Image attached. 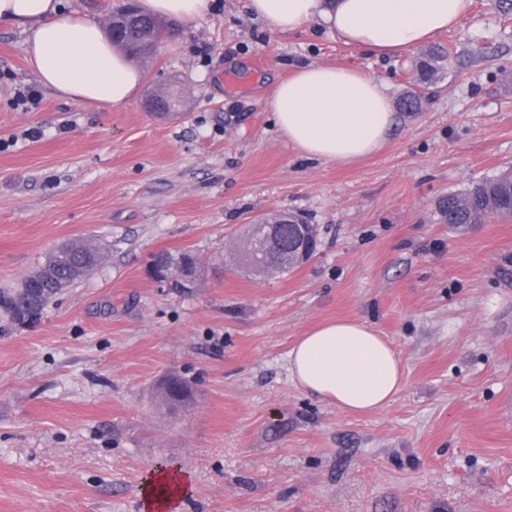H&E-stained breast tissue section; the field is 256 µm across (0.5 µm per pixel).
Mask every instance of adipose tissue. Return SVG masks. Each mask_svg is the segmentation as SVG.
Returning a JSON list of instances; mask_svg holds the SVG:
<instances>
[{
	"label": "adipose tissue",
	"instance_id": "ef3b65f1",
	"mask_svg": "<svg viewBox=\"0 0 512 512\" xmlns=\"http://www.w3.org/2000/svg\"><path fill=\"white\" fill-rule=\"evenodd\" d=\"M472 0H246L274 32L318 19L346 45L378 54L405 52L457 26ZM210 0H143L151 15L186 24L204 19ZM24 27L27 59L40 83L81 105L115 107L136 95L142 75L115 50L93 15L64 12L58 0H0V23ZM281 134L310 157L350 162L382 146L394 114L382 80L310 64L279 83L268 103ZM295 385L343 412L390 405L405 380L392 345L365 321L323 323L288 352ZM191 489L187 473L162 470L145 484L146 512H171Z\"/></svg>",
	"mask_w": 512,
	"mask_h": 512
}]
</instances>
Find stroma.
<instances>
[{
  "label": "stroma",
  "mask_w": 512,
  "mask_h": 512,
  "mask_svg": "<svg viewBox=\"0 0 512 512\" xmlns=\"http://www.w3.org/2000/svg\"><path fill=\"white\" fill-rule=\"evenodd\" d=\"M434 43L437 93L404 112L422 48L373 54L317 21L281 35L212 0L197 25L163 19L135 98L98 108L40 86L24 30L0 24V288L75 239L104 255L34 325L0 315V512H143L162 468L190 476L179 512H512V218L437 211L512 166V0H473ZM311 63L387 83L380 150L342 164L283 139L268 102ZM165 90L176 113L148 112ZM283 212L316 225V253L238 269L248 222ZM164 251L200 257L201 286L161 287ZM354 317L405 376L362 416L288 374L301 336ZM171 375L194 392L177 413L158 406Z\"/></svg>",
  "instance_id": "1"
}]
</instances>
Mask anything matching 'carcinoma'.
I'll return each instance as SVG.
<instances>
[{"mask_svg": "<svg viewBox=\"0 0 512 512\" xmlns=\"http://www.w3.org/2000/svg\"><path fill=\"white\" fill-rule=\"evenodd\" d=\"M143 28L132 31L119 39L121 48L133 55L148 54L152 51L151 41L160 24L147 13H141ZM445 60V53L439 49H431L423 53L415 63L418 90L406 96L402 101L403 109L415 111L423 99L434 94V87L440 72V62ZM499 178L492 177L473 183L465 192L468 205L461 209L457 200L463 196L450 193L443 197L438 205L440 220L445 224H485L491 218L512 217V188L498 186ZM102 251L82 241H71L68 247L46 256V264L51 266V274L67 286H72L82 277L94 272L101 264ZM291 269L288 257L279 250L269 253V259L261 265V271L269 270L284 273ZM49 300L36 307L24 305L19 299V291L14 288L0 289V313L17 327L24 326L26 318L32 314L42 316L45 308L57 298V293L48 291ZM161 404L170 410L175 403L187 407L192 401L188 387L181 382H162L160 386Z\"/></svg>", "mask_w": 512, "mask_h": 512, "instance_id": "obj_1", "label": "carcinoma"}]
</instances>
